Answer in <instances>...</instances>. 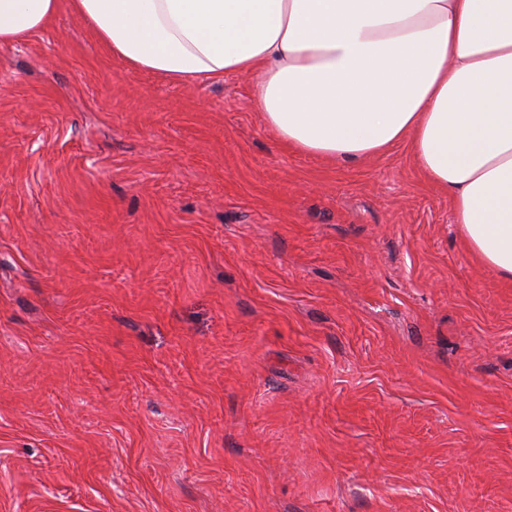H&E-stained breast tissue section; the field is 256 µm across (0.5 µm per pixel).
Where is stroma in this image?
I'll return each mask as SVG.
<instances>
[{"instance_id": "obj_1", "label": "stroma", "mask_w": 512, "mask_h": 512, "mask_svg": "<svg viewBox=\"0 0 512 512\" xmlns=\"http://www.w3.org/2000/svg\"><path fill=\"white\" fill-rule=\"evenodd\" d=\"M0 512H512V280L409 141L295 151L60 6L0 46Z\"/></svg>"}]
</instances>
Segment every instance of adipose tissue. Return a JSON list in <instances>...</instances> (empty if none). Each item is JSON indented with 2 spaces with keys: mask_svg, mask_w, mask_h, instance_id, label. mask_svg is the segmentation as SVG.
<instances>
[{
  "mask_svg": "<svg viewBox=\"0 0 512 512\" xmlns=\"http://www.w3.org/2000/svg\"><path fill=\"white\" fill-rule=\"evenodd\" d=\"M113 56L174 84L247 74L280 140L361 159L410 138L472 253L512 279V0H70ZM59 0H0V45Z\"/></svg>",
  "mask_w": 512,
  "mask_h": 512,
  "instance_id": "adipose-tissue-1",
  "label": "adipose tissue"
}]
</instances>
